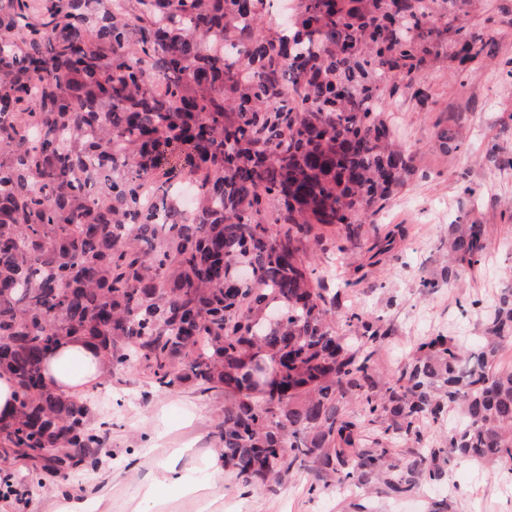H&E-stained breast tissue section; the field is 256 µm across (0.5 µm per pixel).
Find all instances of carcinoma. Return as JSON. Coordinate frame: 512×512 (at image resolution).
I'll use <instances>...</instances> for the list:
<instances>
[{
  "instance_id": "cac0c4a2",
  "label": "carcinoma",
  "mask_w": 512,
  "mask_h": 512,
  "mask_svg": "<svg viewBox=\"0 0 512 512\" xmlns=\"http://www.w3.org/2000/svg\"><path fill=\"white\" fill-rule=\"evenodd\" d=\"M456 2L300 0L263 42L239 0H0V371L15 383L1 464L36 471L44 448L50 471L98 463L107 422L43 379L46 354L81 335L108 366L135 360L162 389L224 396L221 452L244 486L307 471L406 499L448 484L459 459L512 473V367L497 366L512 292L480 349L427 337L381 381L386 333L353 312L356 341L340 335L302 258L310 241L343 250L321 227L356 238L401 184L383 91L411 88L448 32L430 16ZM464 41L471 61L493 52L485 32ZM285 82L299 99L281 102ZM184 180L189 215L173 196ZM270 199L283 204L275 233ZM449 247L471 258L477 233ZM260 352L279 379L256 395ZM450 411L460 423L422 445Z\"/></svg>"
}]
</instances>
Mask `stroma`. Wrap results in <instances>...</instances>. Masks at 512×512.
I'll list each match as a JSON object with an SVG mask.
<instances>
[{"instance_id":"obj_1","label":"stroma","mask_w":512,"mask_h":512,"mask_svg":"<svg viewBox=\"0 0 512 512\" xmlns=\"http://www.w3.org/2000/svg\"><path fill=\"white\" fill-rule=\"evenodd\" d=\"M451 24L492 28L495 54L460 78L453 43H446L415 90L385 97L381 107L390 137L408 157L409 172L389 203L362 225L340 253L310 247L308 257L323 287L336 295L335 315L350 312L377 320L388 332L375 357L379 379L408 362L424 336L461 338L474 349L499 295L512 291V0H457ZM450 128L454 141L441 144ZM401 225L390 252L371 248ZM482 227L477 262L448 254L454 226ZM96 421L107 422L104 463L112 467V512H133L151 475L175 450L187 483L209 478V460L223 399L202 397L192 384L159 390L135 362L113 370L88 391ZM9 473L14 495L0 494V512H54L60 492L76 490L82 473L45 476L33 483L16 461ZM452 482L457 512H512V475L506 468L462 461ZM213 512H353L335 485L299 472L272 486L239 484L225 473Z\"/></svg>"}]
</instances>
